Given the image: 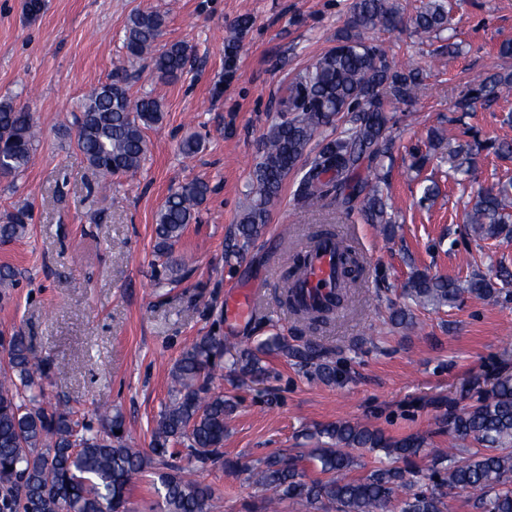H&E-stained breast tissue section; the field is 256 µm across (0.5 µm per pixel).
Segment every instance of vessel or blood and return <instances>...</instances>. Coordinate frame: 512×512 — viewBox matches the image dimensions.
Masks as SVG:
<instances>
[{
  "instance_id": "obj_1",
  "label": "vessel or blood",
  "mask_w": 512,
  "mask_h": 512,
  "mask_svg": "<svg viewBox=\"0 0 512 512\" xmlns=\"http://www.w3.org/2000/svg\"><path fill=\"white\" fill-rule=\"evenodd\" d=\"M309 266L300 281L307 304L327 302L341 286L340 247L336 239H324L308 245Z\"/></svg>"
}]
</instances>
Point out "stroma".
<instances>
[{"mask_svg": "<svg viewBox=\"0 0 512 512\" xmlns=\"http://www.w3.org/2000/svg\"><path fill=\"white\" fill-rule=\"evenodd\" d=\"M392 2L398 20L363 38L421 78L414 98L391 110L384 198L393 233L333 205L307 210L296 202L323 140L348 129L342 118L311 142L262 233L234 257V228L263 137L280 119L281 90L336 45L354 0H43L34 15L24 0H0V100L26 106L39 129L28 169L0 177V214L24 205L32 211L25 238L0 242V266L16 273L13 288L0 295V334L21 333L35 364L45 366L47 406L89 418L121 414L129 445L149 450L173 365L196 338L214 335L231 347L274 333L303 335L279 303L285 246L299 247L309 231L322 229L362 257L348 308L315 336L337 363L339 383H323L312 367L277 354L266 357L263 377L213 380L234 405L223 451L239 467L200 470L215 491L212 512H264L252 468L271 455L306 453L316 445L311 432L340 420L395 439L423 436L416 464L430 470L433 449L448 446L440 427L449 408L469 406L495 377L512 373V303L466 294L435 311L402 294L416 269L461 281L512 269V240L478 239L466 221L479 190L512 179V159L492 148L512 142V101L455 109L473 79L512 72V56L499 53L512 40V0H451L452 31L431 34L415 25L423 0ZM142 10L166 16L162 43L191 46L180 80L160 81L148 62H129L123 32ZM452 40L459 45L453 54ZM121 68L130 93L157 98L164 118L144 131L141 168L113 175L104 187L68 118L87 91ZM462 133L483 148L474 178L458 182L448 176V143ZM191 135L203 148L187 157L179 144ZM194 178L208 182V199L171 259L159 258L156 214L171 191ZM433 182L438 194L425 197ZM173 260L181 264L175 274ZM235 290L255 293L251 318L238 324L225 315ZM400 309L411 311L412 324L393 321Z\"/></svg>", "mask_w": 512, "mask_h": 512, "instance_id": "35a3bbf8", "label": "stroma"}]
</instances>
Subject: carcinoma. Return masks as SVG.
I'll return each instance as SVG.
<instances>
[{"label": "carcinoma", "instance_id": "1", "mask_svg": "<svg viewBox=\"0 0 512 512\" xmlns=\"http://www.w3.org/2000/svg\"><path fill=\"white\" fill-rule=\"evenodd\" d=\"M396 12L386 0H355L351 26L336 47L297 74L288 85V98H280L279 111L292 118L272 124L262 143L261 161L252 175L251 203L235 227L237 250H243L265 224L269 209L278 200L283 182L295 169L320 129L332 124L341 112L352 114L353 127L324 143L298 189V201L313 208L336 193V207L359 202L358 214L366 224H382L392 231L381 186L360 176L364 161L387 157L386 136L392 117L390 104L412 99L417 78L412 69L399 66L386 52L362 41L359 32L386 27ZM424 32L448 26V11L438 0H428L415 18ZM164 17L152 10L133 14L124 31V43L132 60L148 57L162 79L175 80L184 72L190 49L183 42L166 44L156 51ZM512 96V73L485 77L470 84L457 102L468 112L478 101L493 102ZM163 118L160 102L149 96L134 97L127 78L112 73L106 81L85 94L75 116L77 147L90 167L107 179L117 173H134L145 160L143 129ZM36 139L30 112L11 100L0 101V175L15 177L32 162ZM478 142L462 141L448 151L450 171L471 176ZM209 187L193 179L172 192L156 215L157 250L171 254L189 224L197 221V209L206 200ZM512 181L497 190L478 195L468 214V223L482 240L512 238ZM31 211L17 208L0 217V240L26 236ZM343 286L330 308L305 305L295 293L294 282L304 271L306 258L292 253L293 271L284 287V304L295 318L315 324L328 310L342 308L362 271L352 248H341ZM512 273L502 272L497 281L474 275L462 285L455 280L415 272L404 286L406 296L422 307H452L462 293L496 303L512 301ZM0 351L6 367L0 370V512H126L132 477L157 475L156 492L163 499V512H210L214 491L194 473L170 468L166 457L174 446L189 450L205 467L222 462L224 423L233 405L211 388L216 361L228 356L229 372L241 377L265 373L261 355L282 354L315 366V373L328 383L336 382V365L313 344H293L278 333L256 347H224L214 336H200L182 352L171 371L172 399L159 414L152 430L151 453L125 442L121 417H102L98 426L73 420L40 403L44 372L31 364L30 348L20 334L0 336ZM452 438H469L485 451L459 459L440 452L431 472L417 469L413 458L425 444L423 437L402 439L386 436L368 425L338 421L319 428L314 436L321 446L308 455L286 454L267 458L251 470L255 483L268 492L266 512L278 505L300 501L315 512L334 505L337 512H386L397 504L399 512H448V497L455 491L469 493L476 512H512V375L497 377L475 403L462 411L451 410L443 421ZM382 448L387 455L405 461L401 468L378 466L367 476L346 480L341 473L352 466L356 449ZM313 461L323 477L309 480L301 466Z\"/></svg>", "mask_w": 512, "mask_h": 512}]
</instances>
